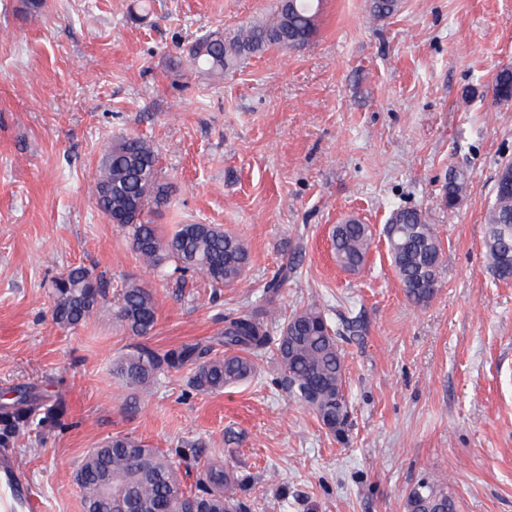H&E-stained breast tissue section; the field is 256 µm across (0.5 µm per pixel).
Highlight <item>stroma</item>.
<instances>
[{
  "mask_svg": "<svg viewBox=\"0 0 512 512\" xmlns=\"http://www.w3.org/2000/svg\"><path fill=\"white\" fill-rule=\"evenodd\" d=\"M0 0V459L41 493L44 512H83L74 470L90 449L128 435L188 466L195 486L217 461L246 512H406L410 489L435 479L458 512H512V279L485 256L499 165L512 160V103L491 93L512 69V0H402L375 20L369 0H324L315 36L271 49L219 81L192 73L191 42L270 17L277 0ZM152 141L170 230L220 224L251 264L234 287L175 288L146 269L97 208L104 149ZM468 177L448 208L449 172ZM423 211L442 246L440 287L409 302L384 226ZM373 239L362 272L341 270L330 231L348 216ZM280 317L310 305L345 335L348 419L331 434L257 375L203 393L182 368L128 389L112 362L142 344L163 352L209 343L226 317L252 310L285 264ZM100 275V312L74 328L52 318V279ZM150 288L157 323L142 340L115 317L126 283ZM29 406L25 436L3 420Z\"/></svg>",
  "mask_w": 512,
  "mask_h": 512,
  "instance_id": "1",
  "label": "stroma"
}]
</instances>
